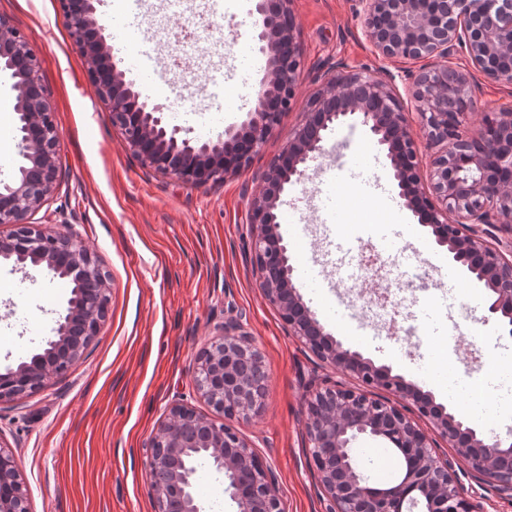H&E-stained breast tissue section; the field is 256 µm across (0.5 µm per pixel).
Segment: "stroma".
<instances>
[{"mask_svg":"<svg viewBox=\"0 0 512 512\" xmlns=\"http://www.w3.org/2000/svg\"><path fill=\"white\" fill-rule=\"evenodd\" d=\"M203 0H145V41L164 56L173 51L194 60L191 69L165 71L147 94L167 105V120L189 137L224 138L245 110L238 101L257 89L261 76L239 64L252 54L249 14L231 8L197 22ZM304 66L297 96L276 133L253 154L250 167L203 189L143 168L103 112L86 75L57 0H0V17L22 30L40 59V79L61 133L57 190L30 222L51 233L70 230L94 253L109 275V305L99 335L62 376L29 395L0 403V445L13 454L30 495L32 512H154L145 484L144 444L172 403L211 409L191 378L196 355L236 317L252 336L267 374L259 415L236 421L279 480L285 512H324L322 492L311 473L304 395L311 376L340 379L290 335L278 310L256 284L248 254L249 209L260 189V173L302 123L319 75L336 69L389 81L406 113L416 111L412 83L428 62L387 60L366 39L359 0H291ZM473 123L484 113L512 110V83L475 75ZM9 73L0 72V180H9L16 158V116ZM335 193L338 222L320 227L321 206L299 209L281 223L292 262L312 258L326 235L374 243L391 238L384 262L352 282L325 269L333 289L304 295L333 336L391 366L429 390L436 402L452 403L489 435L512 431V335L483 332L468 320L482 296L468 275L448 264L403 204L389 205L360 182L350 181L325 153L309 167L295 195ZM425 259L429 278L409 284L402 270ZM386 278L401 303V321L417 319L428 338L414 347L384 330L338 318L353 288ZM71 295L61 279L24 276L0 265V372L42 352L58 310ZM458 324L455 352L435 346L449 321ZM488 380L489 394L472 400L469 375ZM457 399L449 401L448 388ZM453 467L480 512H512V497L475 476L466 462ZM196 495L204 512H235L223 495L221 475L201 465Z\"/></svg>","mask_w":512,"mask_h":512,"instance_id":"35a3bbf8","label":"stroma"}]
</instances>
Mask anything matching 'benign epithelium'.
<instances>
[{"label":"benign epithelium","instance_id":"7a95c632","mask_svg":"<svg viewBox=\"0 0 512 512\" xmlns=\"http://www.w3.org/2000/svg\"><path fill=\"white\" fill-rule=\"evenodd\" d=\"M363 31L386 58H427L431 66L415 84L425 148L435 151L429 185L422 183L420 148L391 83L364 73L332 75L309 101L305 121L270 162L252 200L250 258L259 288L293 336L325 364L354 378L349 386L312 379L305 398L306 431L314 478L325 512H403L412 497L423 512H477L452 463L436 452L427 421L472 472L491 478L512 497V440L468 427L433 397L361 353L344 347L296 291L288 244L279 232L283 197L325 153L326 133L362 127L385 151L398 196L428 229L448 262L466 271L485 293L484 321L512 335V237L494 229L512 223V112H488L478 136L469 135L473 91L467 75L448 68L461 48L472 67L494 79L512 80L499 59L512 54V0H360ZM103 111L140 164L193 188L245 171L253 153L271 137L296 97L303 48L290 0H254L253 49L267 69L253 108L240 128L217 142L189 138L167 122L164 107L143 98L110 55L107 25L95 0H58ZM40 62L26 35L0 18V71L14 79L18 111V160L14 177L0 181V265L33 270L77 285L57 313L43 353L0 373V403L29 394L82 358L99 335L109 304L105 272L84 242L65 231L47 234L30 216L59 185L60 131L40 85ZM192 379L216 420L172 404L146 440L145 480L154 512H202L190 451L208 454L224 477L236 512H285L272 469L230 425L261 408L266 375L249 335L234 318L224 321L194 360ZM374 440L400 450L404 478L376 487L353 454L356 442ZM0 512H30L28 489L14 457L0 448Z\"/></svg>","mask_w":512,"mask_h":512}]
</instances>
